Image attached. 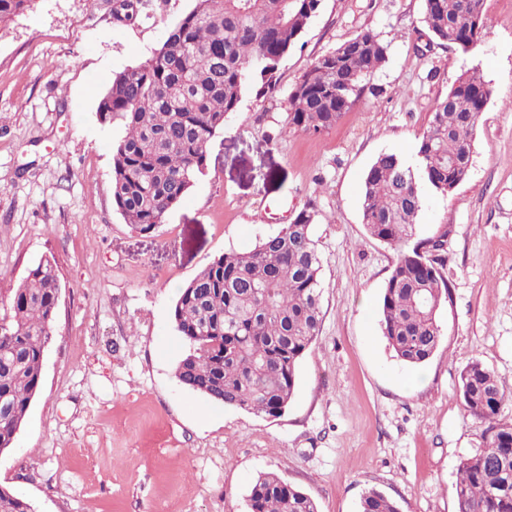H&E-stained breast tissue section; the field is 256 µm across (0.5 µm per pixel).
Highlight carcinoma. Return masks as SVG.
I'll use <instances>...</instances> for the list:
<instances>
[{
  "mask_svg": "<svg viewBox=\"0 0 512 512\" xmlns=\"http://www.w3.org/2000/svg\"><path fill=\"white\" fill-rule=\"evenodd\" d=\"M34 0H0V23ZM321 0H195L139 65L115 74L97 115L120 121L126 134L112 145V201L125 223L151 233L179 205L207 166L211 140L239 109L245 93L278 90L281 60L299 41ZM422 23L439 44L480 42L487 27L484 0H424ZM389 45L371 29L315 60L286 99L288 126L320 133L332 128L386 62ZM488 82L462 71L438 98L415 159L380 154L360 188L367 233L398 249L380 306L383 336L396 357L419 365L441 340L440 310L450 286L448 227L412 240L424 206L422 187L447 196L469 172L480 98ZM314 210L250 251H228L202 269L179 294L176 328L188 351L176 377L208 400L277 416L290 402L296 366L321 323L322 261L313 237ZM62 284L54 264L31 266L0 299V454L12 447L36 396L45 347ZM466 411L487 424L482 448L458 466L456 512H512V424L498 420L503 402L494 373L482 362L460 375ZM248 512H318L314 500L273 473L259 475ZM0 512H33L0 488ZM359 512H398L371 489Z\"/></svg>",
  "mask_w": 512,
  "mask_h": 512,
  "instance_id": "carcinoma-1",
  "label": "carcinoma"
}]
</instances>
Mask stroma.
I'll list each match as a JSON object with an SVG mask.
<instances>
[{"instance_id":"stroma-1","label":"stroma","mask_w":512,"mask_h":512,"mask_svg":"<svg viewBox=\"0 0 512 512\" xmlns=\"http://www.w3.org/2000/svg\"><path fill=\"white\" fill-rule=\"evenodd\" d=\"M117 0H35L0 25V297L30 266L55 262L62 283L41 388L0 487L34 512H247L272 472L318 512H359L374 489L400 512H456L462 458L483 444L460 374L495 375L512 422V0H485L489 25L465 53L424 28L423 0H321L279 65L278 91L245 95L211 140L204 174L149 234L112 204V145L98 100L115 73L143 61L194 0H142L122 22ZM388 59L336 126L288 127L285 100L314 61L361 30ZM476 67L493 93L467 179L424 189L415 235L448 228L451 305L423 365L396 358L379 325L395 247L371 238L359 190L376 157L414 159L436 101ZM314 204L322 258L320 332L279 416L211 402L175 377L187 351L172 311L216 257L278 231L266 207Z\"/></svg>"}]
</instances>
